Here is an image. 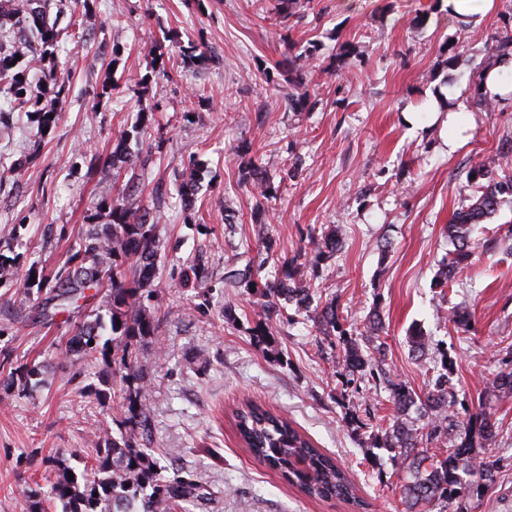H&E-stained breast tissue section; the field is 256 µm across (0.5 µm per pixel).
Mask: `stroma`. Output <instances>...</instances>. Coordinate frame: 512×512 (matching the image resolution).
<instances>
[{"label":"stroma","mask_w":512,"mask_h":512,"mask_svg":"<svg viewBox=\"0 0 512 512\" xmlns=\"http://www.w3.org/2000/svg\"><path fill=\"white\" fill-rule=\"evenodd\" d=\"M432 2L312 0L303 18L285 21L277 0H95L99 22L89 47L68 43L57 54V74L70 91L51 131L25 112L0 125V235L19 231L18 278L33 264L52 273L68 258L107 189L89 172L91 154H110L120 143L137 163L142 190L133 202L162 216L149 306L166 320L140 350L152 441L199 486L190 512H351L347 503L306 496L250 455L232 420L248 399L285 414L336 458L370 512H403L402 472L386 459L369 463L364 436L346 419L351 407L389 413L388 391L343 386L337 351L312 321L273 322L270 345L259 344L253 298L224 281L257 258L256 196L240 182L239 145H250L280 185L267 230L283 255L313 256L308 229L341 228L343 246L319 262L317 282L354 323L379 308L394 380L425 392L424 368L443 351L468 404L503 368L512 348V195L503 194L477 231L497 239V249L476 256L449 288L432 280L453 248L447 227L468 170L512 138V100L488 112L474 91L482 68L499 63L492 46L512 40V0L474 12L467 33L442 9L415 27L418 9ZM168 30L177 38L172 55L193 40L207 48L208 66L182 67L170 78L152 67L145 51ZM344 43L358 54L340 68ZM307 48L315 51L309 101L296 112L277 64ZM109 75L117 88L95 100ZM445 85L460 89L452 106L469 116L465 142L452 153L440 125L413 129L403 120ZM139 122L143 131L133 133ZM192 157L201 180L187 211L172 182ZM17 158L25 163L19 172L7 166ZM190 264L207 268L210 287L181 286ZM13 293L0 284V512H27V489L53 479L48 458L65 451L80 466L93 454L92 438L117 432L120 417L95 398L102 369L61 366L68 324L15 308ZM461 301L473 313L466 332L436 316ZM415 325L430 339L420 360L408 342ZM17 361L40 366L42 383L24 393L7 387ZM495 418L500 479L475 512H512V400L496 405Z\"/></svg>","instance_id":"35a3bbf8"}]
</instances>
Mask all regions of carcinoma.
I'll list each match as a JSON object with an SVG mask.
<instances>
[{
    "instance_id": "1",
    "label": "carcinoma",
    "mask_w": 512,
    "mask_h": 512,
    "mask_svg": "<svg viewBox=\"0 0 512 512\" xmlns=\"http://www.w3.org/2000/svg\"><path fill=\"white\" fill-rule=\"evenodd\" d=\"M79 11L60 27L43 16L40 0H0V116L24 112L31 107L32 90L26 73L19 69L16 56L30 55L53 59L59 44L72 40L86 43L87 27L95 17L90 0H74ZM310 0H278L281 18H301ZM313 52L307 49L288 59L282 76L296 93L289 102L296 111L307 100L306 73ZM180 60L201 68L210 56L191 43L183 48ZM57 104L66 102L68 86L55 69L47 73ZM240 180L257 192L256 223L266 224L268 203L277 198L278 188L270 182L263 166L244 149L237 152ZM96 172L107 175L122 167L133 169L135 161L117 145L104 159H91ZM199 163L189 160L175 178L176 191L185 209L195 204L188 188H197ZM468 181V204L461 206L448 224V237L455 248L442 260L434 285L446 288L459 273L471 265L475 251H491L493 241L475 240L472 230L484 223L499 208L505 193L512 194V139L499 142L491 157L475 164ZM138 190L130 179L98 199L95 211L106 212L108 220L93 221L71 246L70 255L55 273L47 277L32 265L15 283L16 296L25 304L38 300L36 311L43 318L83 308L107 289V315L93 310L74 323L66 337L64 362L75 365L104 363L113 368L118 379L112 390L102 392L123 414L126 432L109 434L94 441V455L79 472L71 466L66 453L49 459L55 479L46 491L28 494V512H45L43 501L58 503L61 512H175L181 504L199 497V487L179 471L169 472L150 447L151 423L146 405V380L138 361L143 343L155 335L160 318L145 305L152 298L161 239L160 215L147 209L132 208L127 200ZM16 234L0 242V280L15 267ZM315 257L333 256L342 246V238L330 232L318 238L309 235ZM258 243L273 262V273L264 272V264L248 267L236 275L245 291L257 297L258 321L253 336L269 345L266 322L275 316L291 320L287 307L300 316L310 313L321 342L339 346L337 365L343 385L360 392L361 385L383 386L389 391L394 414L389 420L374 422L370 411L353 422L371 429L370 447L382 449L388 459L406 472L402 484L405 512H472L470 501L493 488L498 479L497 461L489 450L498 446V426L486 409V400L512 398V370L500 371L486 386L478 405L457 408L452 384V363L445 353L430 369V388L421 397L401 382L394 381L383 367L385 343L380 341L381 318L377 312L368 317L364 329L349 324L335 302H321L314 279L304 276L298 254L279 257L274 241L265 236ZM209 272L201 265L183 270L181 285L208 287ZM412 356L421 359L428 350V339L416 329L410 335ZM41 375L36 365L21 363L7 377L9 386L26 387ZM418 418L410 416L411 410ZM236 426L242 441L256 458L297 485L311 498L339 499L360 509L368 504L355 493V486L336 462L300 433L286 418L255 404L236 412Z\"/></svg>"
}]
</instances>
